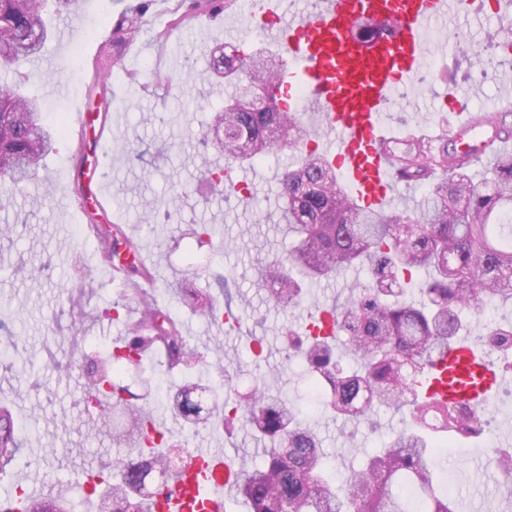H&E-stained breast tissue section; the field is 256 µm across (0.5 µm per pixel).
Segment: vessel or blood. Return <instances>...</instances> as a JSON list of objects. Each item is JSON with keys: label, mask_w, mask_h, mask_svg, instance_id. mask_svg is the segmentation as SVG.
Masks as SVG:
<instances>
[{"label": "vessel or blood", "mask_w": 512, "mask_h": 512, "mask_svg": "<svg viewBox=\"0 0 512 512\" xmlns=\"http://www.w3.org/2000/svg\"><path fill=\"white\" fill-rule=\"evenodd\" d=\"M460 0H321L313 13L284 15L276 0H251L250 15L266 22L265 34L285 50L297 77L288 111L305 104L327 134L321 148L331 169L362 207L382 211L404 179L393 151L400 144L387 123L399 87L422 68L433 22L455 12ZM454 116L450 141L467 165L500 138L496 123L482 133L468 115L466 98L449 93ZM501 375L468 336L458 337L429 367L425 399L452 407L490 404ZM184 479L160 496L158 512H227L235 500L232 458L195 449Z\"/></svg>", "instance_id": "1"}]
</instances>
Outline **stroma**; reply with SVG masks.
<instances>
[{
	"mask_svg": "<svg viewBox=\"0 0 512 512\" xmlns=\"http://www.w3.org/2000/svg\"><path fill=\"white\" fill-rule=\"evenodd\" d=\"M131 0H81L74 28L55 6H48L53 33L39 60L24 62L19 72L0 70V85L28 75L27 91L42 103L45 120L56 123L78 103L92 114L111 113V139L94 159L112 196L119 224H139L137 243L156 261V297L164 310L180 320L190 344L204 357L197 374L220 382L232 378L247 390L258 381H284L288 394L305 398L310 379L300 357L290 354L285 335L304 325L317 308L332 307L353 284L369 281L367 268L338 272L309 288L297 309L276 306L268 297L262 267L284 255L288 233L280 225L281 179L296 162V153L282 150L252 165L226 167L223 156L205 150L215 111L223 109L225 92L205 74L212 52L228 29L242 35L241 47L252 51L265 39L251 27L247 11H218L191 26L174 30L156 43V32L172 17L176 0H150L147 23L135 43L137 55L125 59L107 85L91 70L99 50L98 31L120 17ZM493 0H465L448 21L436 24L423 69L402 85L388 119L395 132L434 129L449 89L467 96L472 112H502L505 80L512 79V57L501 47L506 37ZM172 78L170 90L156 86L155 73ZM71 135L58 139L39 171L37 182L0 197V323L17 338L0 360V403L13 406V419L25 431V447L15 466L25 470L33 488L63 489L81 503V512H97L96 501L84 499L80 483L85 470L111 475L118 454L111 437L89 416L82 399L88 390L87 366L100 356L101 345L124 335L122 320L105 308L122 300L123 288L89 266L97 251L95 239L77 235V216L65 210L63 198L76 197L78 173L87 162L75 154ZM229 169L245 181L248 194H214L208 171ZM172 199L170 213L155 223L140 224L159 199ZM192 224H214L224 230L223 252L200 245L188 234ZM199 275H192V268ZM223 274L218 285L213 273ZM196 288L217 308L228 307L241 320L229 328L222 320L201 316L181 301V292ZM161 375L175 391L185 373L167 369L163 354L144 355L142 369L129 368L122 381L152 408L158 427L181 447L182 459L193 449L213 448L234 457L262 461L263 444L244 427L189 431L168 399L148 394L147 372ZM484 417L490 432L449 442L443 465L459 504L476 512H512V485L489 462L490 451L512 428V379L496 393ZM327 452L330 478L342 479L361 457L381 447L400 424V415L379 412L376 426L313 409L305 416Z\"/></svg>",
	"mask_w": 512,
	"mask_h": 512,
	"instance_id": "stroma-1",
	"label": "stroma"
}]
</instances>
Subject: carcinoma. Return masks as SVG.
I'll return each instance as SVG.
<instances>
[{
	"instance_id": "cac0c4a2",
	"label": "carcinoma",
	"mask_w": 512,
	"mask_h": 512,
	"mask_svg": "<svg viewBox=\"0 0 512 512\" xmlns=\"http://www.w3.org/2000/svg\"><path fill=\"white\" fill-rule=\"evenodd\" d=\"M47 2L0 0L1 69L42 52L49 36ZM218 7L217 0H182L156 41H166L172 31ZM143 13L140 3L121 15L100 71L121 65L122 47L137 39ZM285 65L281 55L266 51L243 55L225 47L212 56L210 69L235 90L213 120V127L224 126L220 146L227 163L242 165L285 148L297 150L310 138L298 113L279 112L276 91ZM248 90L262 102L260 108L241 106V95ZM54 148V133L43 123L38 99L1 87L0 180L34 178L41 160ZM491 152L497 161L494 177L476 183L467 167L451 161L448 149L435 151L422 141L408 142L398 154L399 165L413 181L429 182L428 194L418 209L391 215L361 208L314 151L285 175L280 217L294 246L285 258L265 265L270 299L284 309L294 308L309 285L361 263L370 272L367 285L351 289L345 303L330 310L336 335L346 337L356 368L342 364L331 338L307 333L302 353L313 377L310 386L319 392L327 413L368 420L384 406L407 414L409 424L336 487L327 476L321 439L304 425L299 404L288 395H274L264 383L242 392L226 377L224 401L215 410L199 399L211 387L185 385L176 397L184 418L213 430L251 425L263 438L264 463L244 457L238 463L237 494L251 512H457L455 498L440 479V448L422 430L465 437L482 431L480 418L475 411L462 418L454 410L418 400L417 383L426 376L436 350L461 334V311L479 319L487 306L512 301V156H501L495 148ZM437 168L446 176L432 182ZM93 234L115 247L122 229L119 224H97ZM190 234L202 244L222 237L223 231L199 224ZM415 271L426 275L418 301L407 295ZM147 274L134 263L122 266L125 297L137 303L140 316L126 324L127 336L109 350L105 364L95 368L83 399L85 404L102 397L112 400V408L99 415L101 424L109 422L110 414H120L113 444L140 451L148 441L154 448H169L170 438L114 375L142 367L144 348L155 343L164 345L170 369L192 368L202 361L179 323L142 287ZM184 300L202 314L215 316L213 303L202 302L197 291L185 289ZM486 335L495 349L512 348V326L489 328ZM23 447L13 419L0 413V460H13ZM113 468L121 479L105 492L81 484L86 498H99V512H152L149 503H136L133 494L142 493L154 468L174 480L184 478L169 453L151 454L140 462L117 457Z\"/></svg>"
}]
</instances>
